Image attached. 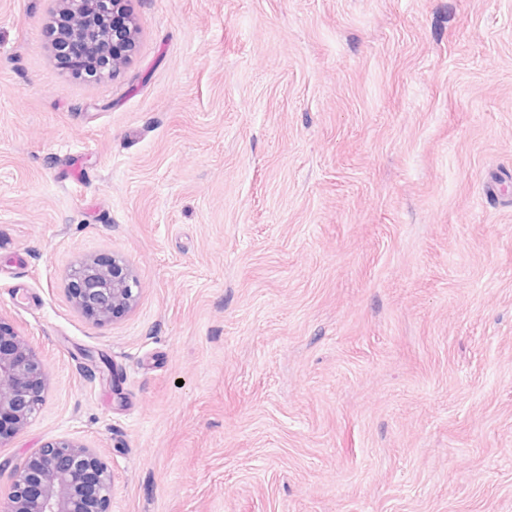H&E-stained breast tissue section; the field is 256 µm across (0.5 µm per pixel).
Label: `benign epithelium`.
<instances>
[{
  "label": "benign epithelium",
  "mask_w": 512,
  "mask_h": 512,
  "mask_svg": "<svg viewBox=\"0 0 512 512\" xmlns=\"http://www.w3.org/2000/svg\"><path fill=\"white\" fill-rule=\"evenodd\" d=\"M128 0H57L48 29L54 52L79 40L101 50L97 81L118 72L136 49L137 29ZM122 258L88 257L75 266L68 283L74 306L103 322L131 311L140 289ZM41 359L12 325L0 319V447L23 431L43 401ZM112 471L95 449L67 437L46 442L26 464L16 467L0 512H110Z\"/></svg>",
  "instance_id": "7a95c632"
}]
</instances>
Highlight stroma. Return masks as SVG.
Returning <instances> with one entry per match:
<instances>
[{
  "mask_svg": "<svg viewBox=\"0 0 512 512\" xmlns=\"http://www.w3.org/2000/svg\"><path fill=\"white\" fill-rule=\"evenodd\" d=\"M96 82L0 0V319L111 512H512V0H129ZM125 258L136 307L78 312ZM137 285L126 260L88 257L71 270L68 293L80 312L103 322L135 307L140 288L133 287Z\"/></svg>",
  "mask_w": 512,
  "mask_h": 512,
  "instance_id": "1",
  "label": "stroma"
}]
</instances>
